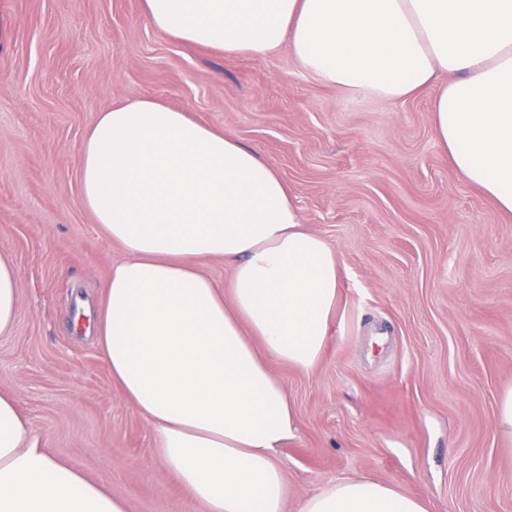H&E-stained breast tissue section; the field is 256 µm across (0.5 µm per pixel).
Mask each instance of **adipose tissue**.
<instances>
[{"instance_id":"adipose-tissue-1","label":"adipose tissue","mask_w":512,"mask_h":512,"mask_svg":"<svg viewBox=\"0 0 512 512\" xmlns=\"http://www.w3.org/2000/svg\"><path fill=\"white\" fill-rule=\"evenodd\" d=\"M154 30L228 56L288 45L353 94L428 90L454 168L512 212V0H142ZM85 206L126 257L99 303L97 347L150 423L161 464L199 512H284L277 451L296 409L272 366L322 361L341 299L338 254L300 220L261 152L140 97L101 113L81 148ZM224 259L229 286L202 274ZM18 271L0 255V335ZM0 512H127L125 501L41 448L0 394ZM300 512H429L370 478L333 479Z\"/></svg>"}]
</instances>
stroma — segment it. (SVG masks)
I'll return each mask as SVG.
<instances>
[{
    "instance_id": "stroma-1",
    "label": "stroma",
    "mask_w": 512,
    "mask_h": 512,
    "mask_svg": "<svg viewBox=\"0 0 512 512\" xmlns=\"http://www.w3.org/2000/svg\"><path fill=\"white\" fill-rule=\"evenodd\" d=\"M0 15L15 21L0 43V253L19 276L0 393L42 447L129 512H197L73 325L124 257L82 201V142L101 112L147 97L257 148L341 261L322 362L275 367L297 413L278 452L285 512L360 476L429 512H512V450L494 432L512 385V213L454 169L430 94H352L285 46L231 58L180 44L146 24L141 0H0Z\"/></svg>"
}]
</instances>
